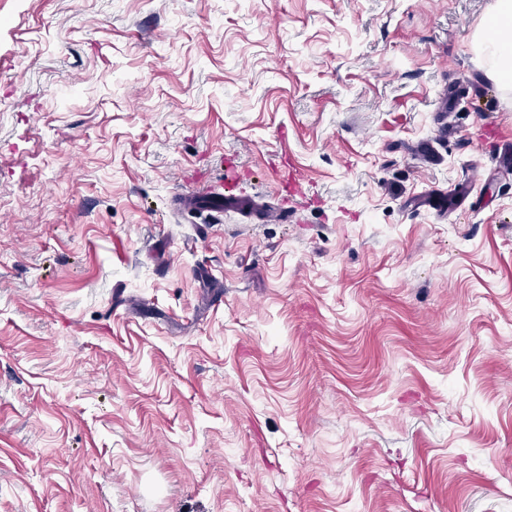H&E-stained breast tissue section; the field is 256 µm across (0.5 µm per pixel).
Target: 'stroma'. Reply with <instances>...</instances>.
<instances>
[{
	"label": "stroma",
	"mask_w": 512,
	"mask_h": 512,
	"mask_svg": "<svg viewBox=\"0 0 512 512\" xmlns=\"http://www.w3.org/2000/svg\"><path fill=\"white\" fill-rule=\"evenodd\" d=\"M495 4L0 0V512H512ZM198 217H204L210 223H221L224 212H236L242 215H257L258 209L254 202L245 197L224 196L223 191L206 190L199 192L189 202Z\"/></svg>",
	"instance_id": "35a3bbf8"
}]
</instances>
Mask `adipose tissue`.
I'll return each mask as SVG.
<instances>
[{"instance_id": "adipose-tissue-1", "label": "adipose tissue", "mask_w": 512, "mask_h": 512, "mask_svg": "<svg viewBox=\"0 0 512 512\" xmlns=\"http://www.w3.org/2000/svg\"><path fill=\"white\" fill-rule=\"evenodd\" d=\"M475 45L485 57L490 75L497 80H512V0H497L494 14L484 29L473 35Z\"/></svg>"}]
</instances>
